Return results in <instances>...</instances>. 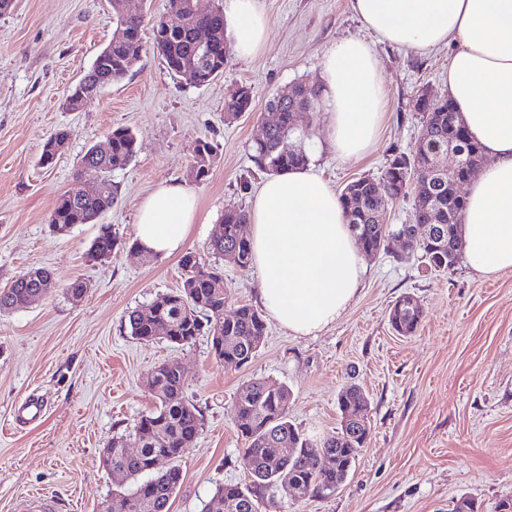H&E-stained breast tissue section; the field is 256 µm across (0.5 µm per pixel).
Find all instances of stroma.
I'll use <instances>...</instances> for the list:
<instances>
[{"label":"stroma","instance_id":"1","mask_svg":"<svg viewBox=\"0 0 512 512\" xmlns=\"http://www.w3.org/2000/svg\"><path fill=\"white\" fill-rule=\"evenodd\" d=\"M260 6L267 18L263 48L249 58L231 55L212 83H187L148 49L75 111L65 107L66 97L112 39L110 0H13L0 14V288L39 267L58 284L28 308L0 314V512H14L36 491L53 512H96L111 499L102 450L117 433L137 448L134 426L154 407L146 379L173 359L188 373L185 396L202 411L205 427L181 460L183 481L170 512H202L219 487L248 483L234 401L253 378L287 387L293 423L315 441L338 430L344 387L359 385L369 399L371 435L339 490L299 502L280 491L267 512H451L462 497L474 499L479 512H496L499 500L512 496V273L486 278L464 259L437 273L393 241L365 258L361 287L336 322L297 336L268 321L246 366L217 360L205 336L183 348L131 337L127 311L183 282L178 257L132 250L142 201L159 182L187 186L198 220L185 248L206 253L225 207L248 209L267 178L251 159L267 99L297 81L321 84L329 47L349 37L371 44L385 93L379 140L366 156L337 160L321 115L305 138L310 169L334 190L364 175L380 177L392 154L412 151L421 132L418 94L448 90L447 48L420 52L378 41L350 0ZM242 84L253 89L254 109L226 121L224 96ZM116 128L135 132L138 149L112 174L115 203L97 223L53 234L57 195L77 176L89 186L100 181L81 158L89 147L105 146ZM61 130L64 149L54 165L41 166L44 144ZM201 140L216 156L198 182L191 165ZM104 225L119 245L97 258L89 249ZM223 271L226 312L259 306L255 268L227 263ZM74 279L88 286L78 301L63 289ZM405 294L424 312L408 337L388 321ZM36 398L46 400L45 413L17 422V406Z\"/></svg>","mask_w":512,"mask_h":512}]
</instances>
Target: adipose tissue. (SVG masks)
<instances>
[{
  "label": "adipose tissue",
  "instance_id": "ef3b65f1",
  "mask_svg": "<svg viewBox=\"0 0 512 512\" xmlns=\"http://www.w3.org/2000/svg\"><path fill=\"white\" fill-rule=\"evenodd\" d=\"M361 25L379 40L419 51L451 46L448 95L486 163L467 191L465 252L484 276L512 271V0H351ZM225 31L247 58L266 38L259 0H226ZM328 139L337 158L358 159L378 141L383 86L370 45L347 38L321 59ZM253 265L271 318L298 336L332 324L355 298L363 257L336 192L310 168L276 174L249 211ZM196 221L192 192L159 183L137 216L138 247L180 252Z\"/></svg>",
  "mask_w": 512,
  "mask_h": 512
}]
</instances>
